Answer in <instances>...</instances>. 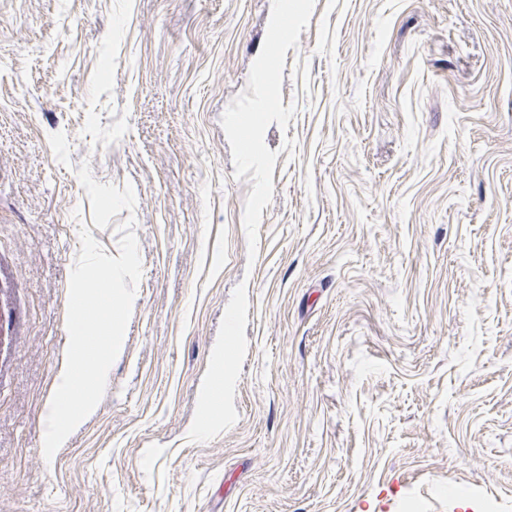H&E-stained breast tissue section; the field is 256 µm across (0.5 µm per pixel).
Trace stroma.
<instances>
[{"instance_id": "stroma-1", "label": "stroma", "mask_w": 512, "mask_h": 512, "mask_svg": "<svg viewBox=\"0 0 512 512\" xmlns=\"http://www.w3.org/2000/svg\"><path fill=\"white\" fill-rule=\"evenodd\" d=\"M85 163L142 276L48 460ZM0 512H512V0H0Z\"/></svg>"}]
</instances>
